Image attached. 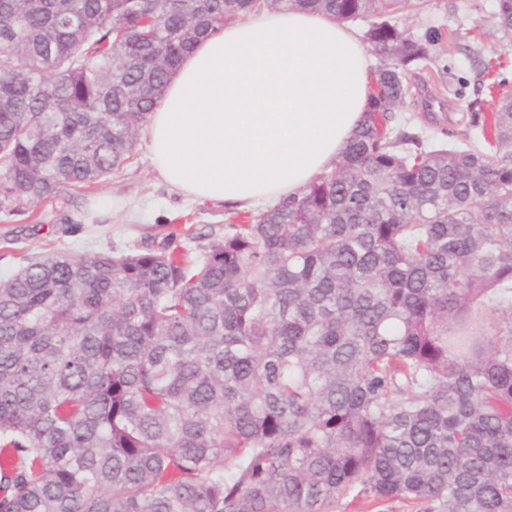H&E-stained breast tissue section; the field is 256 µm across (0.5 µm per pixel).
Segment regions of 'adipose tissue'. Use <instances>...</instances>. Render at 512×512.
Returning <instances> with one entry per match:
<instances>
[{
    "label": "adipose tissue",
    "instance_id": "ef3b65f1",
    "mask_svg": "<svg viewBox=\"0 0 512 512\" xmlns=\"http://www.w3.org/2000/svg\"><path fill=\"white\" fill-rule=\"evenodd\" d=\"M370 66L358 32L320 14L264 10L226 23L150 115L157 177L239 209L299 194L368 110Z\"/></svg>",
    "mask_w": 512,
    "mask_h": 512
}]
</instances>
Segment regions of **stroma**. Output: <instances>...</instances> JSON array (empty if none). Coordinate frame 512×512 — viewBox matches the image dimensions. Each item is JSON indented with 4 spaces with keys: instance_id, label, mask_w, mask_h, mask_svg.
Returning a JSON list of instances; mask_svg holds the SVG:
<instances>
[{
    "instance_id": "stroma-1",
    "label": "stroma",
    "mask_w": 512,
    "mask_h": 512,
    "mask_svg": "<svg viewBox=\"0 0 512 512\" xmlns=\"http://www.w3.org/2000/svg\"><path fill=\"white\" fill-rule=\"evenodd\" d=\"M496 0H424L419 12L397 15L400 26L414 36L441 34L432 48L447 72L430 65L420 70L405 103L396 108L398 122L434 140L449 132H467L460 118L471 102L485 94L490 79L512 88V33L495 24ZM112 198L108 219L86 222L83 207L89 196ZM243 210L186 198L158 181L153 171L147 134H140L135 155L118 175L90 191H63L47 203L24 206L9 219L0 218V277L16 272L25 258L57 251L74 255L93 252L184 247L181 225L215 236L228 224L241 223Z\"/></svg>"
}]
</instances>
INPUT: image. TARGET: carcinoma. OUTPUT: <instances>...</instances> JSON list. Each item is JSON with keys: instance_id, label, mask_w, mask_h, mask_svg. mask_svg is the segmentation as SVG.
<instances>
[{"instance_id": "obj_1", "label": "carcinoma", "mask_w": 512, "mask_h": 512, "mask_svg": "<svg viewBox=\"0 0 512 512\" xmlns=\"http://www.w3.org/2000/svg\"><path fill=\"white\" fill-rule=\"evenodd\" d=\"M262 7L368 21L371 106L195 252L0 280V512H512V94L464 143L396 124L438 39L392 22L416 0H0V210L121 172L183 57ZM425 507L423 503L363 497L355 501H351V498L343 499L333 512H427Z\"/></svg>"}]
</instances>
